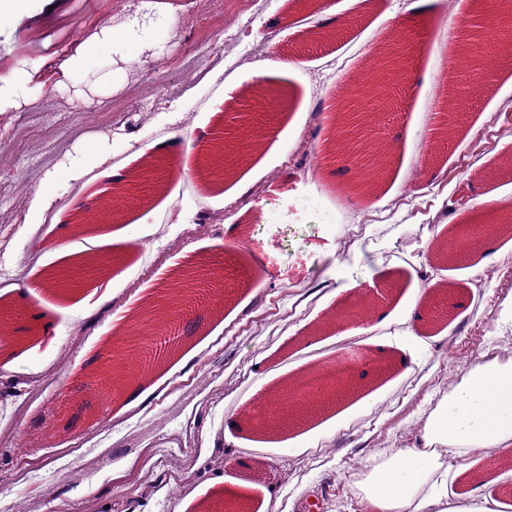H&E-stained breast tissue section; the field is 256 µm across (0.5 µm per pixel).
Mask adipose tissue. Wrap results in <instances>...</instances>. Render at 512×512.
<instances>
[{
	"label": "adipose tissue",
	"instance_id": "adipose-tissue-1",
	"mask_svg": "<svg viewBox=\"0 0 512 512\" xmlns=\"http://www.w3.org/2000/svg\"><path fill=\"white\" fill-rule=\"evenodd\" d=\"M430 450H388L374 458L358 489L369 512H464L448 498L445 455L512 451V363L472 366L428 416Z\"/></svg>",
	"mask_w": 512,
	"mask_h": 512
}]
</instances>
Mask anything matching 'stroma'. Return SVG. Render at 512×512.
Segmentation results:
<instances>
[{
	"label": "stroma",
	"mask_w": 512,
	"mask_h": 512,
	"mask_svg": "<svg viewBox=\"0 0 512 512\" xmlns=\"http://www.w3.org/2000/svg\"><path fill=\"white\" fill-rule=\"evenodd\" d=\"M20 2L0 15V212L20 209L0 226V425L14 423L18 404L28 415L17 444L0 445V512H80L88 499L96 512H222L234 484L248 485L253 512H365L357 484L372 458L425 447L426 420L468 361L512 340V234L487 236L463 263L433 254L458 225L512 220V47L455 98L453 132L441 136L440 69L466 47L442 21L470 27L464 0H374L367 12L357 0H255L234 46L211 28L209 0ZM328 10L343 32L323 40ZM126 23L145 32L144 47L111 50L103 30ZM401 28L414 35L406 72L371 118L387 164L374 192L355 195L358 169L321 156L332 130L317 115L374 70L376 46ZM81 50L84 65L69 68ZM277 62L292 63L287 79L256 80ZM17 69L29 80L4 83ZM259 82L271 112L261 149L200 195L204 152L249 112L245 91ZM142 83L155 86L151 100L130 97ZM118 100L117 118L97 126ZM36 112L66 143L45 161L26 151L41 134ZM484 128L490 147L472 155ZM156 159L172 164L158 188L146 203L126 201L109 170ZM74 161L77 171L56 179ZM41 188L42 207H31ZM147 207L154 223L136 224ZM189 252L211 286L193 309L198 329L181 341L155 279ZM366 289L367 317L339 322ZM91 292L96 304L79 306ZM419 294L446 301L447 321L412 312ZM136 303L155 335L130 346L113 316ZM122 346L127 410L100 372ZM339 358L353 365L347 394L291 405L265 432L248 425L286 382ZM184 436L197 450L190 480L141 454ZM463 463L467 503L481 504L491 483L496 512H512V457L446 460L452 471Z\"/></svg>",
	"instance_id": "stroma-1"
}]
</instances>
